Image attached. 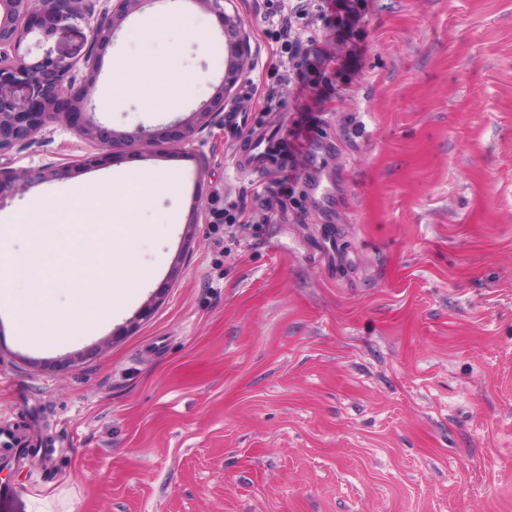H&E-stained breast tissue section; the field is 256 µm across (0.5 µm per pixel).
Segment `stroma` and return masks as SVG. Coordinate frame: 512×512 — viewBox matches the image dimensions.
<instances>
[{"label":"stroma","mask_w":512,"mask_h":512,"mask_svg":"<svg viewBox=\"0 0 512 512\" xmlns=\"http://www.w3.org/2000/svg\"><path fill=\"white\" fill-rule=\"evenodd\" d=\"M295 35L317 58L267 117L316 143L293 163L237 176L255 100L235 87L193 143L176 118L224 79L220 22L162 39L117 40L177 74V112L147 110L158 89L128 88L100 64L103 127L160 133L94 167L96 147L66 124L0 159L62 167L0 205L27 204L119 173L170 177L171 232L137 245L145 288L121 311L101 299L81 336L31 343L0 311V418L43 450L0 480L24 490L13 512H512V0H304ZM249 33L247 82L281 47L263 35L267 0H230ZM76 22L33 47L79 58ZM335 191H311L318 179ZM270 222L208 224L213 188Z\"/></svg>","instance_id":"stroma-1"}]
</instances>
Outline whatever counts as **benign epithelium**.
Wrapping results in <instances>:
<instances>
[{
  "instance_id": "7a95c632",
  "label": "benign epithelium",
  "mask_w": 512,
  "mask_h": 512,
  "mask_svg": "<svg viewBox=\"0 0 512 512\" xmlns=\"http://www.w3.org/2000/svg\"><path fill=\"white\" fill-rule=\"evenodd\" d=\"M144 0H0V157L12 153L56 123L72 127L99 152L83 158L95 166L112 152L134 144L149 145L156 134L139 129L132 134L106 130L93 118L100 55L113 44L127 17ZM220 20L225 57L224 83L217 95L199 102L190 115L178 121L172 142L191 143L223 110L224 95L231 92L249 70V33L236 13L224 9V0H197ZM83 21L89 45L82 62L49 55L27 62L29 39L49 40L63 25ZM60 175L52 164L37 169L5 170L0 167V205L37 182ZM211 223H224V192H213L204 205Z\"/></svg>"
}]
</instances>
